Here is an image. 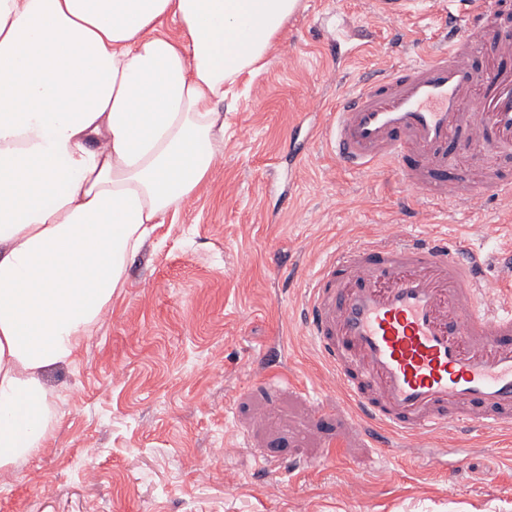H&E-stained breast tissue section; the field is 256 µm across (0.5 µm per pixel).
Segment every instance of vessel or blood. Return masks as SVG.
I'll list each match as a JSON object with an SVG mask.
<instances>
[{
  "label": "vessel or blood",
  "mask_w": 512,
  "mask_h": 512,
  "mask_svg": "<svg viewBox=\"0 0 512 512\" xmlns=\"http://www.w3.org/2000/svg\"><path fill=\"white\" fill-rule=\"evenodd\" d=\"M448 32L417 61L378 66L337 98L327 130L340 164L392 166L411 200L474 206L482 196L448 164L458 141L512 153V74L476 65L494 0H455ZM418 0H373L375 17ZM484 260L461 238L397 235L336 247L305 302L307 334L365 436L413 440L463 426H512V279L482 285Z\"/></svg>",
  "instance_id": "obj_1"
}]
</instances>
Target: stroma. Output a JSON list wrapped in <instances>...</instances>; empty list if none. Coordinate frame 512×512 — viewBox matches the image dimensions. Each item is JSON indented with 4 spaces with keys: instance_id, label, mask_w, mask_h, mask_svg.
Masks as SVG:
<instances>
[{
    "instance_id": "obj_1",
    "label": "stroma",
    "mask_w": 512,
    "mask_h": 512,
    "mask_svg": "<svg viewBox=\"0 0 512 512\" xmlns=\"http://www.w3.org/2000/svg\"><path fill=\"white\" fill-rule=\"evenodd\" d=\"M450 0L373 20L369 0H300L264 69L243 75L208 180L158 225L72 361L46 373L56 426L0 472V512H512V429L378 448L350 416L301 324L338 239L401 228L499 246L500 210L403 206L392 172L343 169L312 127L367 66L418 58ZM364 59L339 67L347 45ZM301 154L302 163L290 162Z\"/></svg>"
}]
</instances>
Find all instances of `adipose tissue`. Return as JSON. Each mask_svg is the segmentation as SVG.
Masks as SVG:
<instances>
[{
  "label": "adipose tissue",
  "mask_w": 512,
  "mask_h": 512,
  "mask_svg": "<svg viewBox=\"0 0 512 512\" xmlns=\"http://www.w3.org/2000/svg\"><path fill=\"white\" fill-rule=\"evenodd\" d=\"M298 5L0 0V469L53 431L46 370L111 307L151 225L196 194L227 86Z\"/></svg>",
  "instance_id": "adipose-tissue-1"
}]
</instances>
